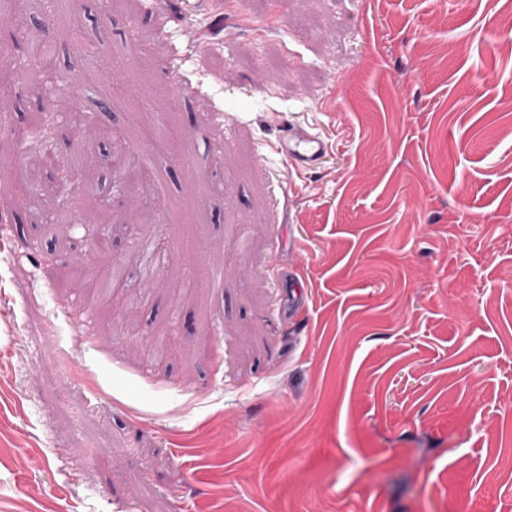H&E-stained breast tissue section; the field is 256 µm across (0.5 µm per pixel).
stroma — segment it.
Returning a JSON list of instances; mask_svg holds the SVG:
<instances>
[{"label": "stroma", "instance_id": "stroma-1", "mask_svg": "<svg viewBox=\"0 0 512 512\" xmlns=\"http://www.w3.org/2000/svg\"><path fill=\"white\" fill-rule=\"evenodd\" d=\"M20 7L54 68L0 87V512H512V0ZM275 150L293 161L297 167H307L327 153V144L307 130L289 128L275 144Z\"/></svg>", "mask_w": 512, "mask_h": 512}]
</instances>
